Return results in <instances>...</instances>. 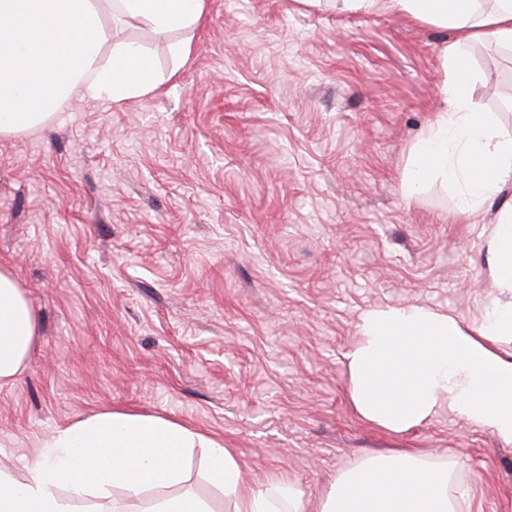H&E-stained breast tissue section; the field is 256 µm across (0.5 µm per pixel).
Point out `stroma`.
Returning a JSON list of instances; mask_svg holds the SVG:
<instances>
[{
	"label": "stroma",
	"mask_w": 512,
	"mask_h": 512,
	"mask_svg": "<svg viewBox=\"0 0 512 512\" xmlns=\"http://www.w3.org/2000/svg\"><path fill=\"white\" fill-rule=\"evenodd\" d=\"M162 84L121 105L64 102L0 136V268L37 320L0 387V466L90 414L161 416L222 439L254 484L315 503L336 473L414 448L447 463L469 512H512V446L441 413L393 437L364 422L345 355L361 312L426 305L471 321L494 291L483 230L512 186L462 216L440 182L406 191L434 121L447 31L303 0H209L184 63L179 31L113 23ZM474 99L512 136V51L467 46ZM174 493L225 512L202 449ZM151 493L76 499L146 512Z\"/></svg>",
	"instance_id": "35a3bbf8"
}]
</instances>
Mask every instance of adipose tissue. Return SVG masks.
Wrapping results in <instances>:
<instances>
[{
	"instance_id": "obj_1",
	"label": "adipose tissue",
	"mask_w": 512,
	"mask_h": 512,
	"mask_svg": "<svg viewBox=\"0 0 512 512\" xmlns=\"http://www.w3.org/2000/svg\"><path fill=\"white\" fill-rule=\"evenodd\" d=\"M339 12L408 15L453 30L442 49L444 81L435 121L413 145L407 187L441 181L464 216L481 212L512 184V136L478 111L462 45L512 50V0H307ZM208 0H0V136L37 128L68 100L119 104L159 84L149 50L116 41L104 15L158 33L195 29ZM496 292L478 320L419 305L375 307L361 316L347 352L348 394L357 414L403 434L448 409L512 446V203L486 230ZM37 334L35 310L13 275L0 269V386L26 367ZM203 449L210 481L230 512H305L285 478L249 485L236 456L158 416L103 410L58 429L16 479L0 469V512H72L70 502L119 487L136 497L183 480V463ZM448 465L422 453L370 456L340 471L317 512H461Z\"/></svg>"
}]
</instances>
